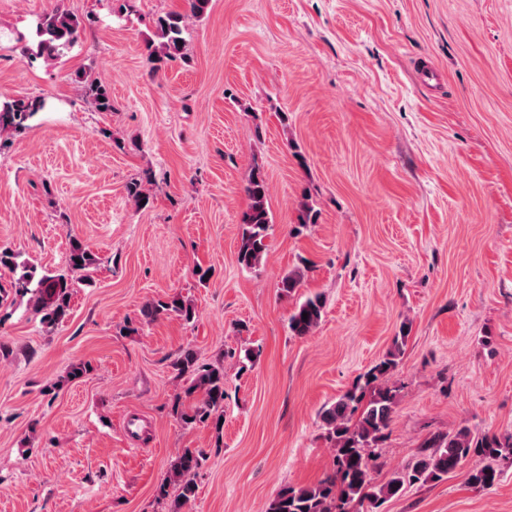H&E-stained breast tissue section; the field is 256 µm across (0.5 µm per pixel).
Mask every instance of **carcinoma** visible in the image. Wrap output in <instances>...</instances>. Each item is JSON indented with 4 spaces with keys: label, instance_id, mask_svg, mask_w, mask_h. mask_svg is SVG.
<instances>
[{
    "label": "carcinoma",
    "instance_id": "obj_1",
    "mask_svg": "<svg viewBox=\"0 0 512 512\" xmlns=\"http://www.w3.org/2000/svg\"><path fill=\"white\" fill-rule=\"evenodd\" d=\"M186 10L171 11L155 20V32L144 43L150 74L155 76L162 67L186 58L185 22L189 17H202L210 0H184ZM84 21L75 14L55 8L36 20L35 41L25 47L31 60L56 61L79 43ZM86 99L99 112L112 111V94L101 81L84 76ZM46 101L39 97H23L0 104V132H20L29 128ZM248 203L241 217V240L238 264L248 270L262 264L267 250L272 217L268 206V187L261 166L253 167L244 188ZM96 259L80 242H72L65 268L40 271L34 265L17 261V255L0 249V270L9 274L12 289L20 295H31L33 312L49 329L63 324L70 312V302L76 283H92L91 269ZM82 274V278L74 274ZM305 274L300 269L288 271L281 280V292L291 297L304 285ZM325 301L319 294L309 295L296 304L288 318L292 335H311L319 326ZM175 314L186 322L196 317L195 308L185 300L172 298L149 304L145 317L156 319ZM407 327L401 326L386 353L366 372L359 375L352 387L335 403L322 411L326 440L335 450L332 473L310 487H285L270 503L267 512H355L366 506V512H381L388 501L403 495L415 486L438 483L448 479L458 467L470 462L466 484L487 490L500 481V464L512 463V434H475L462 426L453 432L427 437L417 449L413 460L385 482L376 483L372 472L379 459L378 448L387 436L401 387L390 377L404 354ZM175 367L188 378L185 398L194 399L189 405L177 401L176 411L183 426L210 424L220 430L224 417V366L199 360L196 352L186 349L178 356ZM199 454L189 448L182 450L170 464L171 477L156 488V498L166 500L170 486L177 491L176 501L186 503L196 495L195 470Z\"/></svg>",
    "mask_w": 512,
    "mask_h": 512
}]
</instances>
